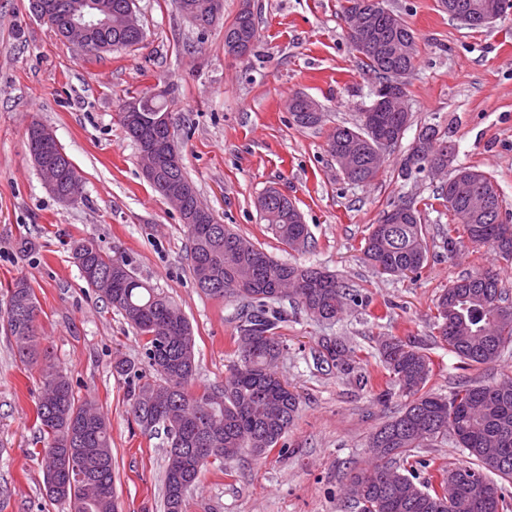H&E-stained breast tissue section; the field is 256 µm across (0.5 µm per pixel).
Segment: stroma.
I'll return each instance as SVG.
<instances>
[{"label": "stroma", "mask_w": 512, "mask_h": 512, "mask_svg": "<svg viewBox=\"0 0 512 512\" xmlns=\"http://www.w3.org/2000/svg\"><path fill=\"white\" fill-rule=\"evenodd\" d=\"M345 4L252 0L257 41L251 56L235 60L224 51V29L240 0H224L222 18L202 33L173 0H136L143 42L97 57L61 40L31 13L29 0H0V301L17 278L29 279L42 346L78 396L109 419L119 512H164L166 439L143 431L128 413V384L113 365L123 359L147 372L144 340L87 287L73 242L90 240L123 256L173 298L193 328L196 388L223 383L243 313L241 299L217 300L197 287L180 214L143 176L119 114L145 92L168 89L184 166L220 223L277 259L336 274L352 295L333 321L289 309L277 331L284 350L276 372L300 405L283 446L208 465L185 512H360L349 476L373 462L371 434L405 403L399 396L378 401L393 387L377 357L387 337L424 345L432 363L427 388L442 397L462 381L512 377V350L497 365L465 366L432 341L444 289L492 270L512 295V265L469 243L449 255L443 241L454 218L434 202L448 172L399 173L420 128L435 126L455 144L457 164L494 177L512 213V12L471 30L440 0H385L418 38L407 85L412 120L375 180L356 185L326 149L336 126L359 122L376 82L347 38ZM297 93L321 105L320 125L294 123L288 100ZM35 120L74 163L82 180L78 206L60 203L34 166L26 130ZM270 186L296 202L311 234L307 251H292L261 221L255 201ZM408 198L426 206L428 261L416 274H379L364 259V239L384 211ZM326 338L351 348V373L317 366ZM41 382L39 368L21 362L13 338L0 331V512H68L44 490L35 405ZM412 459L424 485L438 483L465 456L442 441L416 449Z\"/></svg>", "instance_id": "obj_1"}]
</instances>
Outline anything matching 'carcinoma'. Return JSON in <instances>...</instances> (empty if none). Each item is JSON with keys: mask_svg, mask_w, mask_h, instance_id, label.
I'll return each mask as SVG.
<instances>
[{"mask_svg": "<svg viewBox=\"0 0 512 512\" xmlns=\"http://www.w3.org/2000/svg\"><path fill=\"white\" fill-rule=\"evenodd\" d=\"M471 13L466 23L479 29L494 0H455ZM380 7L372 16L386 33L374 55L362 65L383 83L395 67L414 69L415 57L397 56L392 46L417 42L403 20ZM255 44L257 27L253 9L238 11L226 27ZM448 153L432 155L401 172L442 171ZM468 177L450 178L456 187L448 202L447 185L436 199L466 231L473 222L466 209L469 197L484 195L489 215L478 222L481 234L468 241L491 247L504 261H512V233L501 214L500 192L494 178L470 166H461ZM269 229L293 251L308 247V226L296 219L289 201L274 200L260 210ZM190 242L191 271L196 285L212 284L206 295L222 299L239 296L251 307L238 328L236 360L221 386L193 389L197 375L192 326L171 299L141 279L124 257L113 259L95 246L76 242L73 259L81 262L86 285L121 312L145 339V356L154 374L142 382L126 361L114 365L128 379L129 413L144 430L166 435L164 512H183L189 491L197 486L209 454L199 448H217L214 461L233 460L246 448L256 455L276 447L293 424L299 396L275 371L283 353L276 330L285 321L283 311L269 303L289 298L309 315L331 321L339 316L349 293L336 276L314 267L279 261L245 240L224 224H193L184 220ZM364 259L383 274L418 273L428 259L427 229L422 210L412 202V213L399 224H374L362 247ZM437 335L433 342L448 347L468 366L498 362L512 344V304L500 287L499 274L475 272L453 283L436 302ZM39 312L34 289L26 278L14 281L0 307V328L14 339L21 361L37 365L42 352L34 314ZM379 358L401 396L409 399L399 415L385 422L371 437L376 462L351 474L366 484L358 500L361 512H507L509 504L493 476L512 479V382L462 383L448 398L425 390L431 375L430 358L417 340L391 336L378 348ZM347 346L337 339L321 341L316 361L349 373ZM43 387L36 403L39 432L43 435L44 476L55 475L57 487L46 486L47 496L64 502L69 512H118L112 469V435L107 417L89 400L79 399L68 375L59 367L42 368ZM449 438L467 460L442 474L462 479V491L448 502L434 485L420 487L412 477L392 466L398 457H409L429 441Z\"/></svg>", "mask_w": 512, "mask_h": 512, "instance_id": "cac0c4a2", "label": "carcinoma"}]
</instances>
